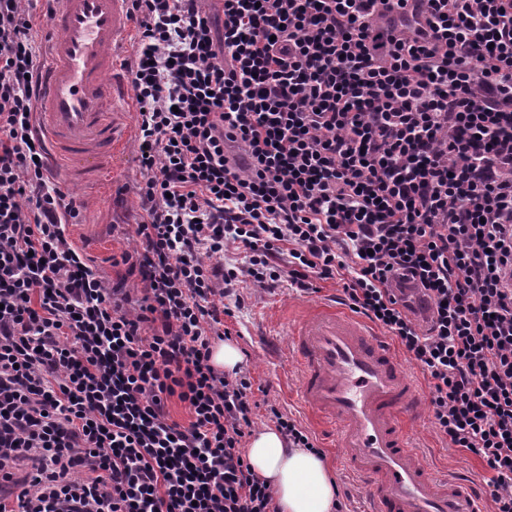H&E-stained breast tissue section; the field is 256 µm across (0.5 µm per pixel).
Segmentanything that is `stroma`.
I'll return each mask as SVG.
<instances>
[{
    "instance_id": "stroma-1",
    "label": "stroma",
    "mask_w": 512,
    "mask_h": 512,
    "mask_svg": "<svg viewBox=\"0 0 512 512\" xmlns=\"http://www.w3.org/2000/svg\"><path fill=\"white\" fill-rule=\"evenodd\" d=\"M140 179L136 146L127 142L124 152L112 161L111 173L84 184L58 179L56 185L67 197L79 204L78 217L68 224L70 242L110 283L117 282L122 267L112 264L114 254L136 245L135 219L139 199L136 184ZM342 290L333 281H323L318 291L302 292L289 283L272 289H261L251 282L238 284L225 296L231 314L224 325L236 336V343L245 357L241 364L259 387L254 394L256 408L252 419L254 429L270 425L267 409L277 406L306 420L307 412L295 396L298 364L289 348L288 333L295 315L305 307L324 299L341 301ZM311 434L330 468L341 494L346 495L349 512H370L371 503L362 479L353 476L340 459L342 449L333 447L326 430L311 427ZM426 462L436 470L469 481L477 493H485V479L490 472L485 463L472 453L450 447L431 421L430 412H422L409 430Z\"/></svg>"
}]
</instances>
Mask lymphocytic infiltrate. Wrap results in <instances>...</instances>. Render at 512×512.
<instances>
[{"instance_id": "lymphocytic-infiltrate-1", "label": "lymphocytic infiltrate", "mask_w": 512, "mask_h": 512, "mask_svg": "<svg viewBox=\"0 0 512 512\" xmlns=\"http://www.w3.org/2000/svg\"><path fill=\"white\" fill-rule=\"evenodd\" d=\"M25 2L0 0V512H279L252 379L211 364L246 279L337 281L512 512V0H130L136 298L66 234Z\"/></svg>"}]
</instances>
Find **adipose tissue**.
Instances as JSON below:
<instances>
[{
	"instance_id": "1",
	"label": "adipose tissue",
	"mask_w": 512,
	"mask_h": 512,
	"mask_svg": "<svg viewBox=\"0 0 512 512\" xmlns=\"http://www.w3.org/2000/svg\"><path fill=\"white\" fill-rule=\"evenodd\" d=\"M247 460L271 483L281 512H335L338 490L327 464L309 449L285 447L275 427L256 432Z\"/></svg>"
}]
</instances>
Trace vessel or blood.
Listing matches in <instances>:
<instances>
[{"label": "vessel or blood", "mask_w": 512, "mask_h": 512, "mask_svg": "<svg viewBox=\"0 0 512 512\" xmlns=\"http://www.w3.org/2000/svg\"><path fill=\"white\" fill-rule=\"evenodd\" d=\"M35 126L51 165L70 181L98 177L125 133L112 75L131 32L128 0H53ZM299 394L334 425L373 512H484L468 485L431 475L407 427L421 404L392 349L357 317L322 304L292 333Z\"/></svg>", "instance_id": "b4317fda"}]
</instances>
